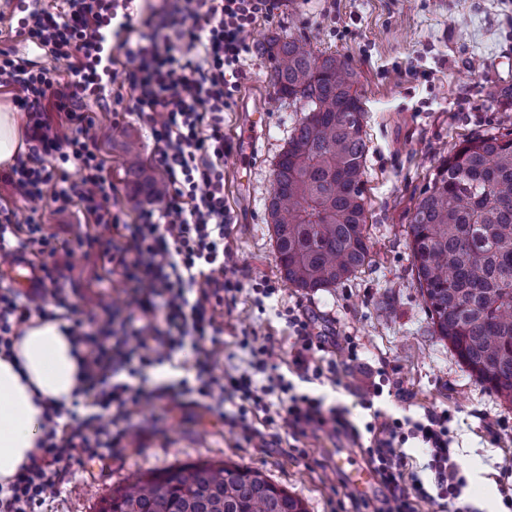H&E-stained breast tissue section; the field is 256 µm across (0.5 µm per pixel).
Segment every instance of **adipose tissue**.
I'll list each match as a JSON object with an SVG mask.
<instances>
[{
    "label": "adipose tissue",
    "instance_id": "1",
    "mask_svg": "<svg viewBox=\"0 0 512 512\" xmlns=\"http://www.w3.org/2000/svg\"><path fill=\"white\" fill-rule=\"evenodd\" d=\"M26 149L17 113L0 106V166ZM84 352L66 323L35 319L10 354H0V487L7 486L37 450L48 405L70 407L83 387Z\"/></svg>",
    "mask_w": 512,
    "mask_h": 512
}]
</instances>
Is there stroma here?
Masks as SVG:
<instances>
[{"instance_id":"stroma-1","label":"stroma","mask_w":512,"mask_h":512,"mask_svg":"<svg viewBox=\"0 0 512 512\" xmlns=\"http://www.w3.org/2000/svg\"><path fill=\"white\" fill-rule=\"evenodd\" d=\"M274 33L302 37L314 51L349 58L365 109L370 261L343 284L317 292L281 278L267 222L274 164L304 116L300 104L276 92L262 50ZM249 64L251 75L224 114V136L233 143L244 123H257L253 160L242 167L236 153L224 158V245L243 286L217 316L221 336L204 340V347L218 345V370L237 374L249 358L241 341L273 342L274 355L256 379L277 385L288 373L294 343L282 314L295 310L324 340L316 354L321 366L336 367L335 383L314 379L297 383V391L326 394L362 424L370 416L360 406L359 392L375 382H399V392L383 394L377 407L398 417L428 409L454 415L453 456L466 480L459 506L482 512L480 501L501 502L502 485H512V404L470 376L448 343L434 334L412 269L408 226L442 156L467 138L512 131V98L502 93L512 88V0H280L274 16L254 26ZM130 95L119 71L108 97L84 104L95 119L106 173L119 188L114 208L127 215L145 201L136 191L139 175L125 165L128 148L138 149L142 173H157L149 130L117 109L118 98ZM35 218L56 236L60 281L76 318L89 327L112 318L141 328L130 288L117 276L99 280L96 250L74 241L78 214L57 211L49 202ZM263 280L277 286L265 299L254 290ZM350 340L359 346L354 363L347 356ZM235 410L232 400L225 401L220 415L193 406L171 411L156 400L143 401L129 418L137 440L114 450L111 460L69 463L64 484L34 512H99L102 499L136 477L173 465L224 462L263 471L300 498L308 512H354L363 502L379 512L385 489L357 490L336 467L343 448L356 462L370 461L367 450L347 435L297 436L283 421L268 424L259 413L252 425L268 445L255 448L224 422V414Z\"/></svg>"}]
</instances>
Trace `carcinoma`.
Masks as SVG:
<instances>
[{
    "instance_id": "carcinoma-1",
    "label": "carcinoma",
    "mask_w": 512,
    "mask_h": 512,
    "mask_svg": "<svg viewBox=\"0 0 512 512\" xmlns=\"http://www.w3.org/2000/svg\"><path fill=\"white\" fill-rule=\"evenodd\" d=\"M277 93L302 104L275 164L268 223L283 278L334 288L369 259L364 197L369 152L355 73L300 38L264 45ZM412 266L431 323L478 381L512 404V137H472L443 158L409 224ZM99 512H307L264 472L177 465L140 477Z\"/></svg>"
}]
</instances>
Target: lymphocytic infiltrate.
I'll use <instances>...</instances> for the list:
<instances>
[{
	"instance_id": "1",
	"label": "lymphocytic infiltrate",
	"mask_w": 512,
	"mask_h": 512,
	"mask_svg": "<svg viewBox=\"0 0 512 512\" xmlns=\"http://www.w3.org/2000/svg\"><path fill=\"white\" fill-rule=\"evenodd\" d=\"M131 0H49L20 22V35L50 51L55 64L33 70L0 49V87L14 91L13 102L25 115L24 158L0 172L31 210L52 201L58 211L78 209L84 218L113 230L100 239L77 233L78 243L97 248L104 276L121 274L134 293L144 320L153 322L150 335L113 334L105 326L84 330L74 321L69 331L84 351L85 385L81 411L61 422V411L48 406L39 453L23 467L0 497V512H31L47 492L66 478V463L83 456H110L131 436L130 412L147 398H167L164 390L149 392L118 381L122 371L163 364L179 351H189L200 405L219 413L225 396L250 407L269 410L268 389L257 387L254 372L265 371L270 344L252 370L223 377L217 374L213 351L200 349L198 339L220 335L215 314L226 296L241 288L230 274L231 254L224 246V156L232 145L224 137V111L247 78L245 56L259 18L272 17L274 0H175L167 31L136 36ZM114 44L115 53L105 50ZM122 66L132 90L128 111L150 128L158 148L157 166L167 184L161 205L139 208L133 220L112 209L117 186L106 175V163L93 133L94 120L85 113L86 100L103 97ZM78 166L81 177L71 182L60 173L65 163ZM52 234L33 220L19 221L16 212L0 205V262L26 253L40 260L42 283L51 287L56 306L69 307L54 261ZM32 309L12 289H0V351H9ZM298 348L291 360L301 380L321 375L315 357L323 349L307 319L289 315ZM373 393L362 408L371 420L357 427L347 408L329 406L324 396H291L277 413L294 434L311 431L344 433L353 441L370 434L372 463L386 488V512H416L417 501L458 499L464 484L452 456L453 435L448 411L422 417H396L376 409ZM111 417H104V410ZM422 444L434 475L426 489L418 475L407 472L402 450L408 441Z\"/></svg>"
}]
</instances>
